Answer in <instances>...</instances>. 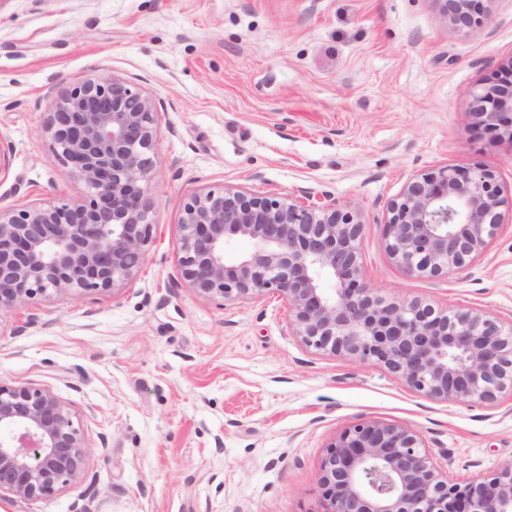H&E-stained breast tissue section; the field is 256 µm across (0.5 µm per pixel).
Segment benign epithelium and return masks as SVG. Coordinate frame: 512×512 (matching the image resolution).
I'll return each instance as SVG.
<instances>
[{
  "label": "benign epithelium",
  "mask_w": 512,
  "mask_h": 512,
  "mask_svg": "<svg viewBox=\"0 0 512 512\" xmlns=\"http://www.w3.org/2000/svg\"><path fill=\"white\" fill-rule=\"evenodd\" d=\"M441 2L460 30L476 33L489 21V0ZM467 116L472 128L512 142V64L473 92ZM158 119L156 102L115 75L48 96L51 160L82 188L47 205L0 209V314L52 291L100 294L134 281L155 227ZM507 206L494 171L439 167L389 202L385 251L408 277L447 278L484 256ZM180 226L179 277L217 305L276 293L308 347L384 368L433 400L512 397V327L478 309L383 300L363 279L354 207L307 190L210 189L187 199ZM240 238L252 249L229 263ZM87 453L84 432L51 389L0 380V494L41 501L78 488L88 480ZM316 484L322 512H512V463L448 480L416 430L383 421L343 429Z\"/></svg>",
  "instance_id": "1"
}]
</instances>
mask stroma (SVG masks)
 I'll return each instance as SVG.
<instances>
[{"label":"stroma","mask_w":512,"mask_h":512,"mask_svg":"<svg viewBox=\"0 0 512 512\" xmlns=\"http://www.w3.org/2000/svg\"><path fill=\"white\" fill-rule=\"evenodd\" d=\"M479 32L439 0H0V208L74 193L42 133L46 97L90 75L160 101L156 229L135 281L0 316V380L49 387L89 444L96 512H319L327 446L366 420L417 430L457 481L512 462V402L460 405L385 369L306 347L267 293L224 306L178 275L198 191L326 193L358 210L364 277L386 301L512 323V222L463 273L405 276L384 248L389 201L448 165L512 189V142L475 132L471 94L512 63V0Z\"/></svg>","instance_id":"1"}]
</instances>
